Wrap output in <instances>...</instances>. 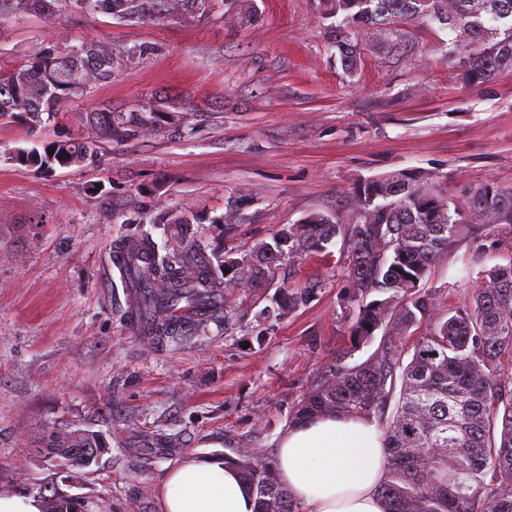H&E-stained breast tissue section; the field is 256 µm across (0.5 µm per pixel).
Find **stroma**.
Masks as SVG:
<instances>
[{
    "label": "stroma",
    "instance_id": "35a3bbf8",
    "mask_svg": "<svg viewBox=\"0 0 512 512\" xmlns=\"http://www.w3.org/2000/svg\"><path fill=\"white\" fill-rule=\"evenodd\" d=\"M250 20L190 11L160 22L74 10L54 16L0 12V70L54 44L99 38L148 52L37 134L0 120V495L80 497L85 512H157L168 471L189 454L274 450L302 395L352 350L342 313L347 249L283 265L311 301L259 320L276 286L231 290L239 318L212 323L178 347H159L130 319L139 290L113 262L117 239L142 217L205 216L206 247L245 251L286 224L321 212L346 216L357 180L401 168L439 177L457 198L470 186H512V71L468 85L444 45L447 30L406 26L397 41L365 45L354 73L332 46L333 20L314 0H255ZM182 123L115 144L95 163L43 171L20 153L86 136L77 113L104 104L128 111L158 97ZM224 235L213 220L233 198ZM462 265L440 262L426 282L440 309L470 288ZM103 435L107 453L88 468L44 446L54 430ZM152 459L148 470L139 458Z\"/></svg>",
    "mask_w": 512,
    "mask_h": 512
}]
</instances>
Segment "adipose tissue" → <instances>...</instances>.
<instances>
[{"label": "adipose tissue", "mask_w": 512, "mask_h": 512, "mask_svg": "<svg viewBox=\"0 0 512 512\" xmlns=\"http://www.w3.org/2000/svg\"><path fill=\"white\" fill-rule=\"evenodd\" d=\"M279 478L300 512H385L378 493L385 453L376 426L321 416L288 429L276 447ZM159 512H253L240 474L215 459L187 456L166 475Z\"/></svg>", "instance_id": "ef3b65f1"}]
</instances>
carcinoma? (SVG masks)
<instances>
[{"label":"carcinoma","instance_id":"carcinoma-1","mask_svg":"<svg viewBox=\"0 0 512 512\" xmlns=\"http://www.w3.org/2000/svg\"><path fill=\"white\" fill-rule=\"evenodd\" d=\"M57 0H0L15 13L53 14ZM83 12L117 19L159 21L185 7L206 15L216 0H68ZM224 20L253 15L250 0H221ZM320 10L340 18L336 48L346 71L355 69L367 44L399 34V27L438 23L448 29V56L461 63V79L481 84L512 71V0H319ZM123 52L90 39L56 44L8 72H0V119L13 118L34 133L44 116L68 107L96 85L144 55ZM165 103L129 112L105 106L80 120L92 135L51 142L19 160L43 169L81 166L97 156L98 140L120 143L160 128ZM348 221L313 213L281 228L248 252L206 251L196 243L190 211H171L160 220L166 242L158 248L145 231L118 240L114 262L140 288L137 322L157 345H178L211 318L230 321L231 288L256 290L273 281L285 262L347 244L343 309L351 323L352 347L378 348L365 361L340 365L320 377L291 416L301 424L321 415L378 420L387 459L379 493L386 512H512V257L495 261L500 235L512 236V187L483 184L456 201L444 194L436 175L396 169L354 185ZM466 245L463 278L478 286L454 309L442 310L424 288L432 270ZM320 283L281 288L278 316L306 305ZM426 329L403 362L398 343ZM103 437L88 430L55 431L50 453L80 467L98 461ZM224 465L248 484L254 512H299L282 485L275 457L260 448H235Z\"/></svg>","mask_w":512,"mask_h":512}]
</instances>
